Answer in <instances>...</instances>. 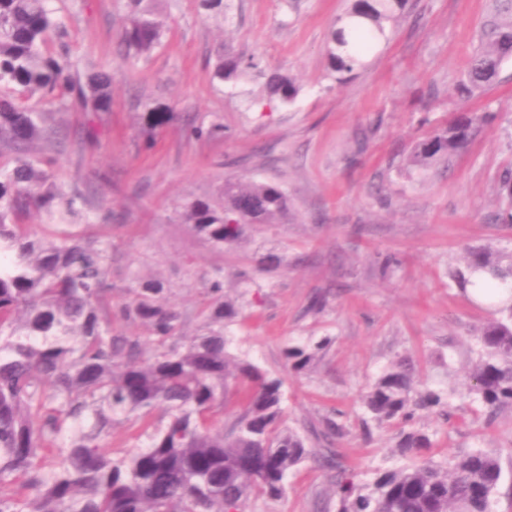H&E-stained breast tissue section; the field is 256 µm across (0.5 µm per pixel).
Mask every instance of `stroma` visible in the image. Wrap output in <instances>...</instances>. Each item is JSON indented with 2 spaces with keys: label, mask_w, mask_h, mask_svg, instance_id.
Listing matches in <instances>:
<instances>
[{
  "label": "stroma",
  "mask_w": 512,
  "mask_h": 512,
  "mask_svg": "<svg viewBox=\"0 0 512 512\" xmlns=\"http://www.w3.org/2000/svg\"><path fill=\"white\" fill-rule=\"evenodd\" d=\"M232 4L223 20L201 15L196 0H162L166 36L149 58L133 61L120 51L123 0H83L73 13L65 0L50 2L73 56L111 73L112 102L97 114L51 107L56 141L31 151L49 159L65 191H79L80 232L111 242L113 301L124 299L128 273L164 280L184 335L193 336L207 278L223 275L226 294L240 296L234 352L283 380L284 425L311 453L289 474L283 498L248 503L246 512H338L337 470L368 483L376 469L403 466L393 452L400 424L363 426L360 403L403 357L416 365L417 387L452 394L446 415L413 422L431 436V458L496 451L503 476L495 512H512V413L486 422L467 393L476 331L498 309L475 302L453 278L464 250H512V206L499 186L512 165V59L482 92L457 93L498 19L497 0H409L387 43L343 85L328 69L325 43L350 0ZM226 43L259 64L234 86L209 79ZM272 70L296 78L293 106L250 102ZM155 106L167 119L151 129L142 114ZM455 112L489 118L448 160L412 165L416 142ZM201 122L224 132L189 137ZM228 178L281 183L287 221L251 225L237 247L214 249L180 213L187 200L218 198ZM257 251L280 264L242 285L236 272ZM316 297L325 306L309 312ZM324 338L330 344L310 369H288V344ZM328 418L343 436L316 439Z\"/></svg>",
  "instance_id": "35a3bbf8"
}]
</instances>
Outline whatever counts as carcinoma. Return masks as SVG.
Listing matches in <instances>:
<instances>
[{
    "label": "carcinoma",
    "instance_id": "carcinoma-1",
    "mask_svg": "<svg viewBox=\"0 0 512 512\" xmlns=\"http://www.w3.org/2000/svg\"><path fill=\"white\" fill-rule=\"evenodd\" d=\"M49 2L0 0V146L13 154L0 161V512H245L252 499L277 500L310 451L283 427V380L229 351L225 329L238 311L224 299L223 279L206 281L201 332L188 339L156 279L132 277L128 298L112 304L111 243L58 224L40 236L22 223L33 207L51 220L77 214L43 159L26 152L47 134L43 104L79 112H105L111 104L112 78L103 70L79 73L66 26ZM160 2L125 0V56L146 58L161 45ZM407 3L352 0L336 18L326 59L337 82L366 66ZM510 58L512 20L496 24L471 57L459 94L492 84ZM254 66V58L223 50L210 80L234 85ZM263 91L291 105L299 87L272 71ZM487 117L460 113L416 143L413 161L448 158ZM222 196L220 203L196 198L184 213L219 250L237 244L250 224L288 217V194L276 183L227 179ZM464 261L465 270L454 274L462 288L474 285L477 273L512 282V256L500 250H469ZM500 313L479 329L480 353L469 373L468 393L489 423L512 411V305ZM115 324H138L145 337L115 333ZM328 343L289 346L285 362L302 372ZM232 390L241 409L218 427ZM449 397L416 388L403 358L372 382L362 404L379 424H407L420 411L444 410ZM121 419L134 428L135 444L114 456L106 437ZM430 448V435L410 427L396 443L408 465L378 469L366 484L337 472L339 512H492L499 455L476 449L435 462L424 458Z\"/></svg>",
    "mask_w": 512,
    "mask_h": 512
}]
</instances>
